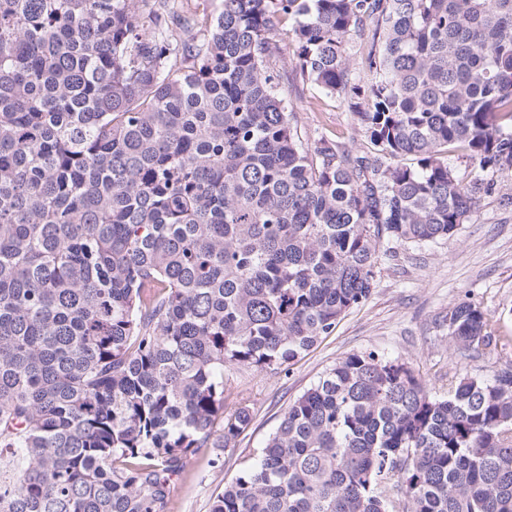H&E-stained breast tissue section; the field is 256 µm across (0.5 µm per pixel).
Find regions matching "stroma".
<instances>
[{
    "instance_id": "1",
    "label": "stroma",
    "mask_w": 512,
    "mask_h": 512,
    "mask_svg": "<svg viewBox=\"0 0 512 512\" xmlns=\"http://www.w3.org/2000/svg\"><path fill=\"white\" fill-rule=\"evenodd\" d=\"M276 40L280 95L305 146L341 136L352 150L367 149L369 141L346 102L326 96L295 71L293 43L285 32ZM494 181V193L453 236L420 244L381 241L370 297L290 366L225 374L227 410L246 404L252 422L225 451L223 469L211 466L210 448L189 458L175 482L171 512H210L225 481L255 464L293 400L348 354L375 351L404 361L437 395L446 394L462 374L490 378L512 369V207L500 202L512 195V173L495 174ZM462 302L482 308L500 347L474 357L456 350L445 319Z\"/></svg>"
}]
</instances>
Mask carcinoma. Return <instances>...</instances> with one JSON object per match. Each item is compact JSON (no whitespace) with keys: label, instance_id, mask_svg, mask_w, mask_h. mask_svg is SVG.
Here are the masks:
<instances>
[{"label":"carcinoma","instance_id":"obj_1","mask_svg":"<svg viewBox=\"0 0 512 512\" xmlns=\"http://www.w3.org/2000/svg\"><path fill=\"white\" fill-rule=\"evenodd\" d=\"M278 16L368 152L303 145ZM506 171L512 0H0V512H170L189 456L223 468L251 424L224 371L297 359L370 296L382 239L453 236ZM446 322L493 343L472 303ZM211 512H512V370L441 397L349 354Z\"/></svg>","mask_w":512,"mask_h":512}]
</instances>
